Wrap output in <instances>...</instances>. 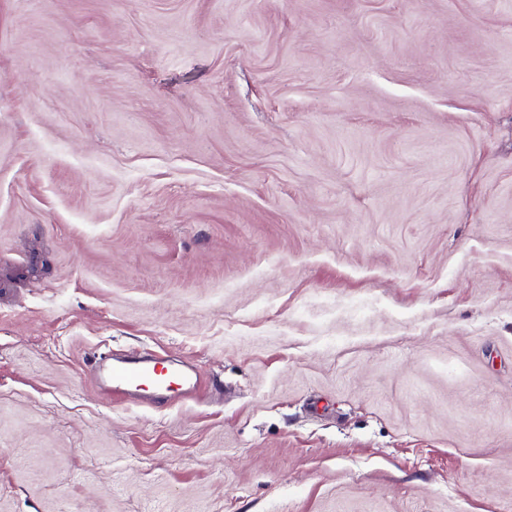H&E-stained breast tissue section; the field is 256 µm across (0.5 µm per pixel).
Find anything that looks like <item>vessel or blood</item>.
I'll return each mask as SVG.
<instances>
[{"label": "vessel or blood", "mask_w": 512, "mask_h": 512, "mask_svg": "<svg viewBox=\"0 0 512 512\" xmlns=\"http://www.w3.org/2000/svg\"><path fill=\"white\" fill-rule=\"evenodd\" d=\"M96 378L102 394L108 398L122 403L132 399L152 407L165 400L169 380H179L185 394L196 393L201 387L195 371L167 367L151 356L115 358L99 363Z\"/></svg>", "instance_id": "vessel-or-blood-1"}]
</instances>
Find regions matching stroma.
I'll return each instance as SVG.
<instances>
[{"mask_svg":"<svg viewBox=\"0 0 512 512\" xmlns=\"http://www.w3.org/2000/svg\"><path fill=\"white\" fill-rule=\"evenodd\" d=\"M0 512H512V0H0ZM98 362L96 378L103 395L111 400L127 403L136 400L155 407L165 400L170 379L180 381L183 394L196 393L201 388L199 375L190 369L169 368L151 356L112 358ZM153 387L152 392L144 388Z\"/></svg>","mask_w":512,"mask_h":512,"instance_id":"obj_1","label":"stroma"}]
</instances>
